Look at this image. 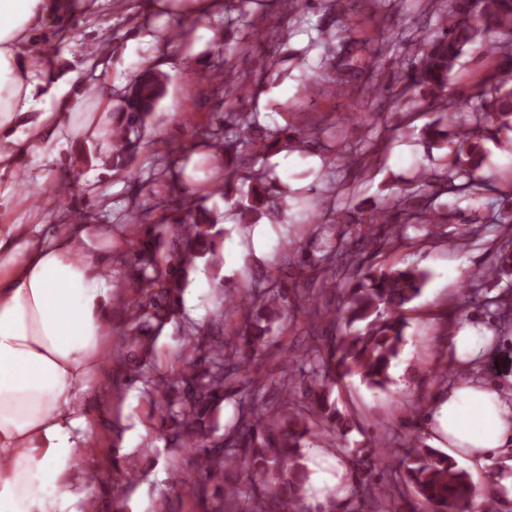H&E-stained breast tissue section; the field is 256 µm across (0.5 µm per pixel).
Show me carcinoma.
<instances>
[{"instance_id": "carcinoma-1", "label": "carcinoma", "mask_w": 512, "mask_h": 512, "mask_svg": "<svg viewBox=\"0 0 512 512\" xmlns=\"http://www.w3.org/2000/svg\"><path fill=\"white\" fill-rule=\"evenodd\" d=\"M259 7L277 6L295 14L314 6L336 9L344 4L326 5L322 0H254ZM497 35L491 47L501 56V64L490 71L468 93L448 92L449 75L464 48ZM314 43L323 48L320 76L310 84L316 94L345 95L355 87L366 59L374 56L379 69L380 50L369 42L349 41L331 27H317ZM229 49L221 66L197 73V80L214 86H230L233 69ZM167 75L157 69L141 72L126 87L112 114V163L123 168L139 149L136 135L163 96ZM403 98L414 90L434 113H445L421 129L431 148L444 151L438 168L421 174L416 186L388 199L375 209L366 228H357L355 240L338 237L317 258H310L318 274L317 292L293 291L258 283L244 294H229L224 310L228 318L240 321L237 336L226 338L221 327L208 332L194 329L184 338L190 361L176 379L166 383L141 370L134 378L149 386L148 394L160 413L170 422V444L190 452L197 471L205 480L220 478L224 494L215 496L204 512H301L306 496L307 468L302 448L323 442L329 447L346 446L347 432L359 425L355 415L343 413L331 399L332 388L350 375L360 376L367 387L387 390L391 370L399 359L409 325L406 313L422 296L429 273L415 265L384 267L373 263L381 251L409 248L420 239L407 230L413 228L436 235L451 224L455 213L436 204L443 194L476 201L486 193L494 176L483 172V145L495 140L504 129L512 130V0H453L449 20L440 31L421 42L416 55L404 60L390 73L386 85H372L371 92H389L396 86ZM319 132L297 122L292 131L263 126L257 113L246 109L224 113V132L202 131L198 145L205 149L224 178L215 191L233 201L239 224H256L275 218L285 210L257 158L280 142L294 148L318 141ZM184 213L172 220L164 215L160 223L171 230L179 243L174 262L164 274L156 269V252L144 241L133 252L138 272L135 294L123 302L132 322L142 325L154 320L161 324L173 314L168 299L184 285L188 269L196 259L214 253L219 235L195 196L184 203ZM358 208L344 207L333 212L331 224H360ZM478 228L468 236L477 239L487 226L512 224V210L501 209L492 219L473 218ZM512 276V247L499 249L494 265L471 273L462 288L477 294L486 282ZM343 282L345 301L332 310L318 304V298ZM488 300L501 316L503 328L512 325V293ZM293 310L308 318L315 329L325 323L339 331L307 345L303 364L315 383L302 397L293 395L296 377L281 375L277 386L284 397L267 404L258 395L266 389L267 375L259 363L270 346L273 325ZM234 400L238 421L224 435L212 438L216 410L226 400ZM401 455L388 457L386 483L360 480L351 490L355 507L347 512H371L372 504L386 506L398 502L410 512H469L481 500V512H495L491 492L476 490L469 474L448 458V453L411 435Z\"/></svg>"}]
</instances>
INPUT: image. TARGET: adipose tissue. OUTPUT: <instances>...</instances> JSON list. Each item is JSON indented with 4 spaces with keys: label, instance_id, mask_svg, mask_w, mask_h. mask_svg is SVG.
Instances as JSON below:
<instances>
[{
    "label": "adipose tissue",
    "instance_id": "adipose-tissue-1",
    "mask_svg": "<svg viewBox=\"0 0 512 512\" xmlns=\"http://www.w3.org/2000/svg\"><path fill=\"white\" fill-rule=\"evenodd\" d=\"M101 0H0V512H85L77 475L89 468L94 429L86 399L112 354L106 284L112 261L103 229L75 224L47 237L39 223L8 224L19 206L16 160L55 155L68 141L112 151L102 124L111 94H71L74 74L50 80L39 34L50 16L95 14ZM56 101V110L47 102ZM490 339L473 325L448 338V357L470 366ZM437 447L472 467L499 456L492 492L512 500V404L479 380H458L433 398Z\"/></svg>",
    "mask_w": 512,
    "mask_h": 512
}]
</instances>
